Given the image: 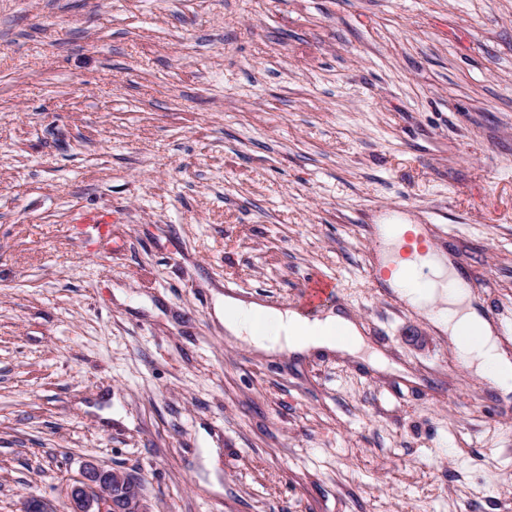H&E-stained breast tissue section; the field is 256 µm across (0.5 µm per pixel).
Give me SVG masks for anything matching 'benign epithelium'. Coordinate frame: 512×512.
<instances>
[{
	"label": "benign epithelium",
	"mask_w": 512,
	"mask_h": 512,
	"mask_svg": "<svg viewBox=\"0 0 512 512\" xmlns=\"http://www.w3.org/2000/svg\"><path fill=\"white\" fill-rule=\"evenodd\" d=\"M137 487L131 481L94 462L68 488V512H136Z\"/></svg>",
	"instance_id": "obj_1"
}]
</instances>
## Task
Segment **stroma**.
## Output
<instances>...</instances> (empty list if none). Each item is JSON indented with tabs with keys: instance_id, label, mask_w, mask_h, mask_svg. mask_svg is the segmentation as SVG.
<instances>
[{
	"instance_id": "obj_1",
	"label": "stroma",
	"mask_w": 512,
	"mask_h": 512,
	"mask_svg": "<svg viewBox=\"0 0 512 512\" xmlns=\"http://www.w3.org/2000/svg\"><path fill=\"white\" fill-rule=\"evenodd\" d=\"M419 224L512 324V0H0V512H512V393L369 273ZM384 359L264 352L309 276ZM403 224H382L380 225V236L382 242L381 260L384 264L397 261L400 247V233ZM115 486L129 489L120 501ZM137 487L131 481L94 462H88L80 478L68 488L65 505L69 512H136Z\"/></svg>"
}]
</instances>
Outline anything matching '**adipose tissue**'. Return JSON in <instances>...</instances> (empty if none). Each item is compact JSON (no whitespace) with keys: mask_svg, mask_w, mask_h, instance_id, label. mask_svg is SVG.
<instances>
[{"mask_svg":"<svg viewBox=\"0 0 512 512\" xmlns=\"http://www.w3.org/2000/svg\"><path fill=\"white\" fill-rule=\"evenodd\" d=\"M400 299L447 332L458 356L502 393L512 392V355L474 303L469 286L444 252L428 251L410 272L389 282ZM226 334L259 350L302 352L328 348L356 354L365 346L343 313L310 318L293 310L225 297L216 308Z\"/></svg>","mask_w":512,"mask_h":512,"instance_id":"adipose-tissue-1","label":"adipose tissue"}]
</instances>
